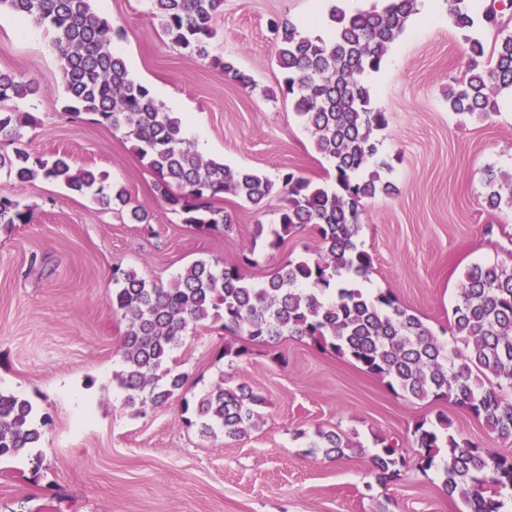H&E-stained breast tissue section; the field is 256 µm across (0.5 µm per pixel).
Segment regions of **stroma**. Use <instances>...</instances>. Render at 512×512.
I'll return each instance as SVG.
<instances>
[{
	"instance_id": "stroma-1",
	"label": "stroma",
	"mask_w": 512,
	"mask_h": 512,
	"mask_svg": "<svg viewBox=\"0 0 512 512\" xmlns=\"http://www.w3.org/2000/svg\"><path fill=\"white\" fill-rule=\"evenodd\" d=\"M377 0H224L219 36L207 57L175 47L149 0H92L94 10L124 35L115 46L131 76L164 107H177L184 130L203 139L199 153L230 168H251L270 180L286 169L329 186L334 170L318 154L311 128L281 91L269 22L308 29L315 8L354 12ZM468 46L449 17L409 19L369 84L385 112L381 156L396 190L364 200L359 241L373 259L367 287L391 290L432 327L447 325L467 267L512 269V209L485 202L487 168L512 171V94L497 112L460 115L448 90L467 70ZM236 59L253 79L245 88L225 79L218 59ZM0 69L34 79L36 97L17 102L37 116L28 130L31 153L67 155L124 186L151 215L152 231L125 214L41 178L16 187L0 171V195L19 194L33 212L28 224L0 226V388L30 400L47 420L32 466L0 460V512H459L435 475L410 470L377 485L370 457L381 438L410 441L416 421L448 417L461 433L494 453H512L462 407L391 392L377 376L285 336L225 356L222 322L191 328L169 362L187 373L183 390L138 414L112 382L120 366L125 323L112 310V271L132 269L167 284L197 260L236 263L254 247V279L287 255L316 257L314 230L288 236L280 249L253 244L255 225L274 227L282 205L273 192L263 208L225 195L217 208L231 231L205 234L182 224L156 189L157 177L122 132L63 109L62 78L51 34H23L17 17L0 14ZM493 234H486V227ZM244 384L261 395L262 418L246 438L202 436L182 418L218 383ZM333 429L354 450L340 458L307 455V433Z\"/></svg>"
}]
</instances>
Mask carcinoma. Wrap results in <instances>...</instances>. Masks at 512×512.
Returning a JSON list of instances; mask_svg holds the SVG:
<instances>
[{
	"label": "carcinoma",
	"mask_w": 512,
	"mask_h": 512,
	"mask_svg": "<svg viewBox=\"0 0 512 512\" xmlns=\"http://www.w3.org/2000/svg\"><path fill=\"white\" fill-rule=\"evenodd\" d=\"M454 27L468 44L467 77L448 92V108L457 114L497 111V96L512 92V30L498 15L496 2L478 12L473 0H446ZM162 28L177 46L208 55L218 35L217 17L224 0H150ZM416 0H385L380 7L348 13L330 8L331 42L304 35L289 20L273 22L283 93L311 127L315 149L333 163L335 187L316 186L292 169L279 180L284 193L278 229L268 247L314 228L322 248L317 257H287L262 281L250 278L255 247L235 264L198 260L169 285L140 277L133 270L113 271L112 309L126 322L121 338L120 370L113 383L124 404L137 413L164 405L187 380L168 366L188 330L212 320L267 344L283 336L307 339L378 376L394 393L417 400H451L497 435L512 441V270L471 265L448 317L453 344L404 307L390 291L369 294L353 278L368 274L372 257L357 242L362 202L395 191L382 177L389 165L378 159L374 133L388 124L386 113L372 106L367 74L380 69L390 45L405 30ZM8 12L52 33L60 65L66 112L131 138L140 157L158 176V190L182 223L206 231H227L233 219L214 207L221 195L259 206L274 183L250 169L233 170L204 158L182 135L181 119L165 110L143 84L133 79L115 50L112 22L99 16L91 0H0ZM496 32L492 48L473 35L477 20ZM224 77L242 86L253 83L232 59L217 61ZM38 85L21 73L0 70V104L36 95ZM37 125L30 112L0 107V140L13 145L0 154V169L18 184L41 176L104 205L127 206L123 187L106 183L94 170L78 168L66 156L44 159L24 144L26 129ZM507 195L495 188L487 170L492 210L512 208V174L505 175ZM180 189L175 194L171 187ZM32 213L17 196L0 195V224H29ZM264 399L245 385H217L194 405L186 423L205 435L221 432L240 439L259 418ZM46 419L32 403L0 390V459L24 457L40 446ZM448 417L436 425L415 423L409 447L418 449L416 467L435 470L441 490L458 497L467 512H506L501 490H512V454L494 455L468 437L446 432ZM371 457L382 486L407 467L406 446L381 439ZM308 447L342 457L354 444L338 432L316 430Z\"/></svg>",
	"instance_id": "obj_1"
}]
</instances>
